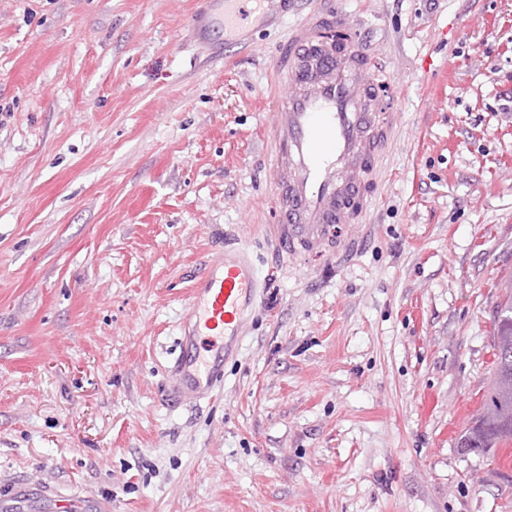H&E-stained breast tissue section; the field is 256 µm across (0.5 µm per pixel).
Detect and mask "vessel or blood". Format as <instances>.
Listing matches in <instances>:
<instances>
[{"label":"vessel or blood","mask_w":512,"mask_h":512,"mask_svg":"<svg viewBox=\"0 0 512 512\" xmlns=\"http://www.w3.org/2000/svg\"><path fill=\"white\" fill-rule=\"evenodd\" d=\"M224 8V28L234 30L252 13L253 0H210ZM336 11L298 25L278 68L293 90L281 99L272 135L276 155L270 180L278 191L280 221L266 227L279 249L292 255L333 247L350 257L354 237L341 225L360 223L373 203L368 185L392 127L393 99L380 98L394 78L377 68L358 41L339 43L331 34L346 29ZM259 282L248 252H225L223 260L195 286L183 326L180 353L172 367L174 393L182 399L211 394L224 381V360L239 347L246 308ZM208 337L201 355L197 342Z\"/></svg>","instance_id":"b4317fda"}]
</instances>
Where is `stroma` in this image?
Returning <instances> with one entry per match:
<instances>
[{
  "mask_svg": "<svg viewBox=\"0 0 512 512\" xmlns=\"http://www.w3.org/2000/svg\"><path fill=\"white\" fill-rule=\"evenodd\" d=\"M394 72L353 259L273 253L286 91L321 0L243 47L201 0H0V512H512V447L457 442L512 278V0H335ZM262 289L224 383L171 390L224 244Z\"/></svg>",
  "mask_w": 512,
  "mask_h": 512,
  "instance_id": "stroma-1",
  "label": "stroma"
}]
</instances>
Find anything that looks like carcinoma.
I'll return each mask as SVG.
<instances>
[{
  "label": "carcinoma",
  "instance_id": "cac0c4a2",
  "mask_svg": "<svg viewBox=\"0 0 512 512\" xmlns=\"http://www.w3.org/2000/svg\"><path fill=\"white\" fill-rule=\"evenodd\" d=\"M505 293L493 331L494 378L484 395L482 412L459 439L458 447L464 452L492 455L512 443V388L501 385L503 378L512 380V281Z\"/></svg>",
  "mask_w": 512,
  "mask_h": 512
}]
</instances>
